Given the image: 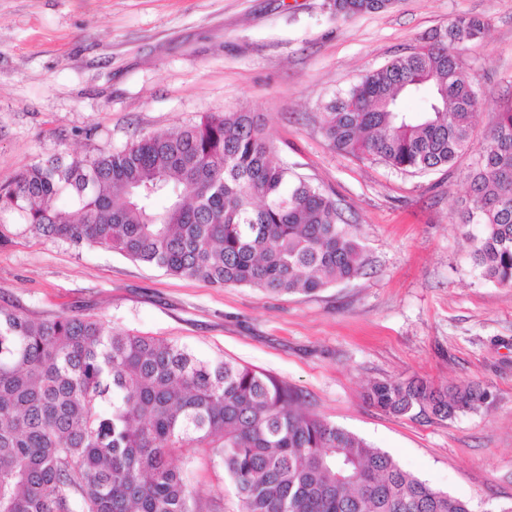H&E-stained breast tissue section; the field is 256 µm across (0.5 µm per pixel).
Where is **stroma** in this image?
<instances>
[{"label":"stroma","instance_id":"35a3bbf8","mask_svg":"<svg viewBox=\"0 0 512 512\" xmlns=\"http://www.w3.org/2000/svg\"><path fill=\"white\" fill-rule=\"evenodd\" d=\"M329 2L0 0V187L27 165L246 110L290 167L338 199L368 260L351 281L272 297L25 234L0 244V306L89 314L263 371L472 512H512V288L482 278L479 228L459 222L476 153L404 173L336 152L320 129L339 91L460 15L489 24L460 51L479 90L476 129H489L512 102V0H394L347 18ZM413 377L488 396L445 421L362 397L370 381ZM195 486L210 512H240L222 467L197 461Z\"/></svg>","mask_w":512,"mask_h":512}]
</instances>
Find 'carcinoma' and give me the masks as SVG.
Listing matches in <instances>:
<instances>
[{
  "label": "carcinoma",
  "instance_id": "carcinoma-1",
  "mask_svg": "<svg viewBox=\"0 0 512 512\" xmlns=\"http://www.w3.org/2000/svg\"><path fill=\"white\" fill-rule=\"evenodd\" d=\"M348 17L374 0H333ZM486 29L455 18L447 40L366 71L322 113L330 146L401 171L448 167L474 150L461 223L481 227L473 261L512 287V103L481 138L479 96L458 46ZM419 98L421 107L407 108ZM66 196L72 208L56 205ZM167 205L159 210L156 199ZM23 232L211 284L312 295L360 276L364 247L336 200L294 176L251 112L142 136L83 162L24 167L0 187V244ZM478 386L375 380L381 411L445 421L486 400ZM275 377L93 316L35 318L0 307V512H203L202 449L235 486L241 512H470L391 455L300 408Z\"/></svg>",
  "mask_w": 512,
  "mask_h": 512
}]
</instances>
